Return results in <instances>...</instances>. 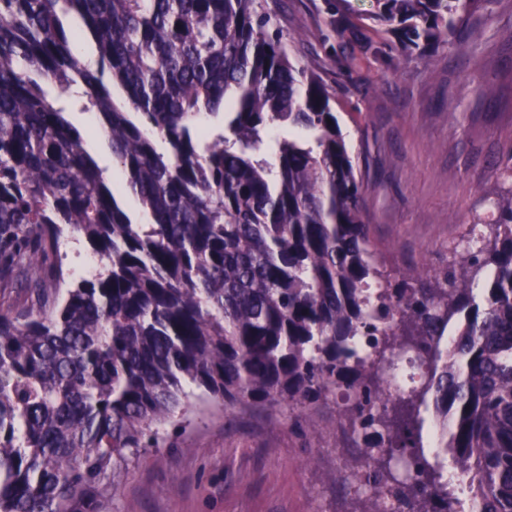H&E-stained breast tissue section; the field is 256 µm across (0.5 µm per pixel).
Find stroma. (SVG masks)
<instances>
[{
	"instance_id": "stroma-1",
	"label": "stroma",
	"mask_w": 512,
	"mask_h": 512,
	"mask_svg": "<svg viewBox=\"0 0 512 512\" xmlns=\"http://www.w3.org/2000/svg\"><path fill=\"white\" fill-rule=\"evenodd\" d=\"M270 31L321 75L363 175L366 222L390 277L431 274L464 255L474 220L491 222L512 168V0H492L470 31L432 56L397 58L362 21L370 0H261ZM491 93L480 96L478 85ZM70 120L104 169L112 151L78 95ZM164 447L106 476L98 512H363L345 478L360 450L335 400L301 410L215 408Z\"/></svg>"
}]
</instances>
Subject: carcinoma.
Listing matches in <instances>:
<instances>
[{
	"instance_id": "obj_1",
	"label": "carcinoma",
	"mask_w": 512,
	"mask_h": 512,
	"mask_svg": "<svg viewBox=\"0 0 512 512\" xmlns=\"http://www.w3.org/2000/svg\"><path fill=\"white\" fill-rule=\"evenodd\" d=\"M489 2L372 0L365 20L428 56ZM270 25L256 0H0V296L23 295L0 309V512H94L109 464L196 404L330 396L366 512H459L448 463L464 512H512V189L462 266L392 283L328 86ZM75 86L151 223L85 150ZM69 235L100 269L67 286L47 257ZM397 352L424 371L393 396Z\"/></svg>"
}]
</instances>
